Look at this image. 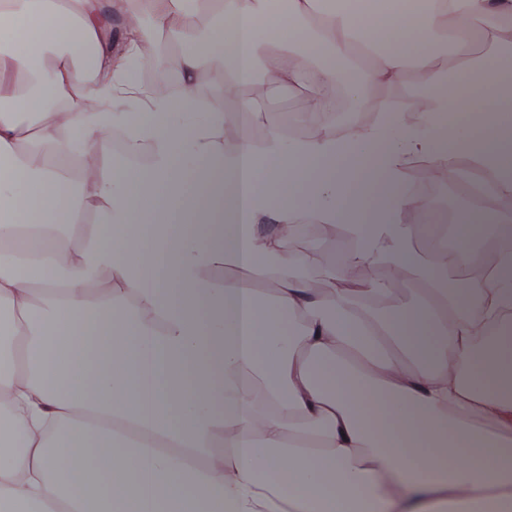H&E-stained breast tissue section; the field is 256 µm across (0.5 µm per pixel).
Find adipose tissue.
Wrapping results in <instances>:
<instances>
[{
	"instance_id": "1",
	"label": "adipose tissue",
	"mask_w": 512,
	"mask_h": 512,
	"mask_svg": "<svg viewBox=\"0 0 512 512\" xmlns=\"http://www.w3.org/2000/svg\"><path fill=\"white\" fill-rule=\"evenodd\" d=\"M112 6L119 52L101 0H0V512H512V225L468 216L449 254L403 187L409 157L453 180L464 155L481 195L512 191V0ZM202 16L183 77L263 75L303 94V122L336 83L409 80L431 132L379 100L341 135L229 138L222 111L128 67L143 18ZM116 130L117 161L98 146ZM306 225L353 240L339 287L313 288ZM476 229L494 261L449 279L477 263ZM373 264L414 303L383 310Z\"/></svg>"
}]
</instances>
